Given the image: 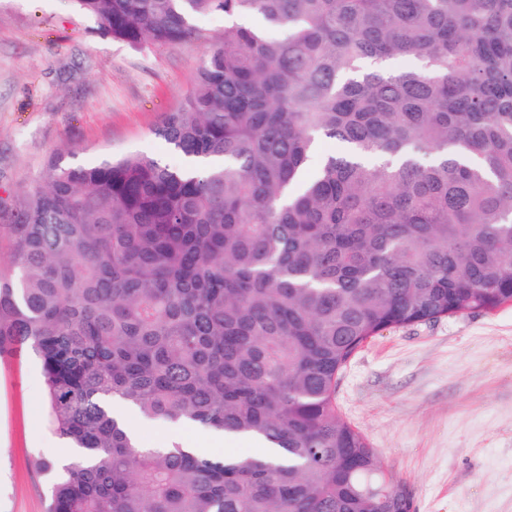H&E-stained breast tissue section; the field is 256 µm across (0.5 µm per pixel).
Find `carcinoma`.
Listing matches in <instances>:
<instances>
[{
	"mask_svg": "<svg viewBox=\"0 0 512 512\" xmlns=\"http://www.w3.org/2000/svg\"><path fill=\"white\" fill-rule=\"evenodd\" d=\"M73 2L134 47L224 35L155 130L180 165L53 159L0 209V358L33 351L80 449L47 512H414L336 379L512 303V0ZM110 400L278 459L147 447Z\"/></svg>",
	"mask_w": 512,
	"mask_h": 512,
	"instance_id": "carcinoma-1",
	"label": "carcinoma"
}]
</instances>
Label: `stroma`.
<instances>
[{"label": "stroma", "instance_id": "stroma-1", "mask_svg": "<svg viewBox=\"0 0 512 512\" xmlns=\"http://www.w3.org/2000/svg\"><path fill=\"white\" fill-rule=\"evenodd\" d=\"M198 38L134 47L73 0H0V205L76 167L144 153L178 164L154 134L189 91L220 16ZM336 406L410 487L415 512H512V303L395 326L351 357ZM149 445L197 443L192 423L141 420ZM61 440L48 423L38 358L0 360V512H46Z\"/></svg>", "mask_w": 512, "mask_h": 512}]
</instances>
